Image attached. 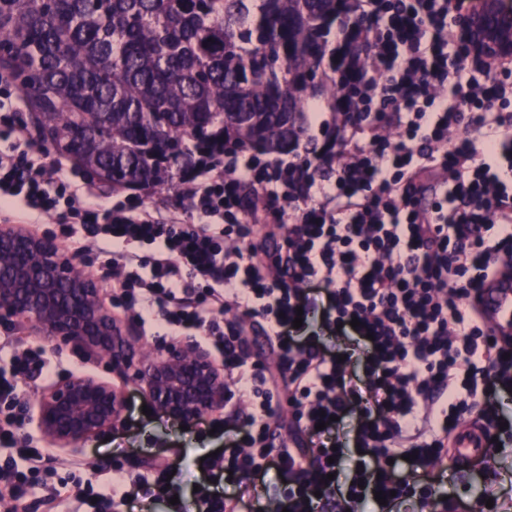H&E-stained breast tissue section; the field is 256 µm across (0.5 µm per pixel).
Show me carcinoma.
Instances as JSON below:
<instances>
[{
    "label": "carcinoma",
    "mask_w": 512,
    "mask_h": 512,
    "mask_svg": "<svg viewBox=\"0 0 512 512\" xmlns=\"http://www.w3.org/2000/svg\"><path fill=\"white\" fill-rule=\"evenodd\" d=\"M348 0H0V58L42 138L114 190L176 187L196 158L289 151L303 103L341 84ZM259 112L255 129L235 120Z\"/></svg>",
    "instance_id": "1"
}]
</instances>
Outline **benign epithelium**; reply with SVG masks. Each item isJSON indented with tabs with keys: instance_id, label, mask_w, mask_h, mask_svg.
Returning <instances> with one entry per match:
<instances>
[{
	"instance_id": "7a95c632",
	"label": "benign epithelium",
	"mask_w": 512,
	"mask_h": 512,
	"mask_svg": "<svg viewBox=\"0 0 512 512\" xmlns=\"http://www.w3.org/2000/svg\"><path fill=\"white\" fill-rule=\"evenodd\" d=\"M464 29L472 55L512 57V11L501 0H479ZM0 323L103 362V373L70 375L33 399L29 419L60 450L82 449L121 418L125 400L114 376L189 428L224 407V371L209 351L186 338L145 353L105 303L102 279L79 273L55 237L20 224L0 225Z\"/></svg>"
}]
</instances>
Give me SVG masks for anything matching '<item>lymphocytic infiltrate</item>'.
Returning <instances> with one entry per match:
<instances>
[{
	"mask_svg": "<svg viewBox=\"0 0 512 512\" xmlns=\"http://www.w3.org/2000/svg\"><path fill=\"white\" fill-rule=\"evenodd\" d=\"M465 9L357 0L356 92L336 106L335 141L288 159L199 161L185 191L195 224L177 207L100 210L97 191L14 121L22 95L0 71V212L58 218L75 252L111 274L112 305L142 336H195L221 359L214 424L232 439L200 462L194 512H394L409 499L414 512H449L459 420L477 413L499 430L512 342L487 333L476 297L494 257H512V60L470 57L448 21ZM251 332L267 355L244 349ZM56 368L44 345L0 336V505L30 512L37 494L50 512H124L153 497L185 512L167 469L88 472L16 433L21 383ZM273 470L290 483L268 482Z\"/></svg>",
	"mask_w": 512,
	"mask_h": 512,
	"instance_id": "1",
	"label": "lymphocytic infiltrate"
}]
</instances>
